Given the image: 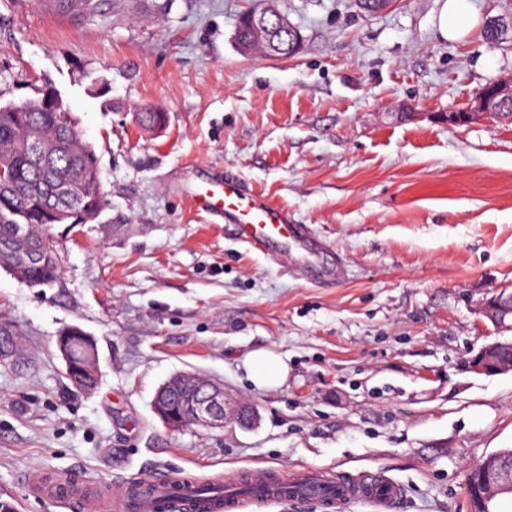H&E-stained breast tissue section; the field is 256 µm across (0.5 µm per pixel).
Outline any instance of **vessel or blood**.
Returning <instances> with one entry per match:
<instances>
[{"label": "vessel or blood", "instance_id": "1", "mask_svg": "<svg viewBox=\"0 0 512 512\" xmlns=\"http://www.w3.org/2000/svg\"><path fill=\"white\" fill-rule=\"evenodd\" d=\"M187 195L198 211L223 217L251 249L275 259L281 255V246L289 245L296 251L294 263L299 268L314 271L317 281L330 282L339 278L340 267L325 269L320 265L324 243L306 225L289 223L287 211L273 206L263 196L247 191L229 179L196 183L188 189ZM251 481L256 491L249 500L229 497L224 502L205 505L204 512H238L248 501L280 503L284 497L278 494V487L297 481L332 485L330 494L318 498L324 512H340L341 508L356 502L370 503L377 512H393L402 495L400 484L380 470L364 471L351 480L336 477L329 470L307 469L287 476L255 474ZM196 484V479L180 474L162 475L151 481V494L130 503L129 508L131 512H160L162 500L188 496ZM42 495L73 507L76 512H102L104 508L103 486L94 481L53 480L44 487Z\"/></svg>", "mask_w": 512, "mask_h": 512}]
</instances>
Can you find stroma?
Returning a JSON list of instances; mask_svg holds the SVG:
<instances>
[{
    "mask_svg": "<svg viewBox=\"0 0 512 512\" xmlns=\"http://www.w3.org/2000/svg\"><path fill=\"white\" fill-rule=\"evenodd\" d=\"M46 0H0V103L61 95L99 159L103 204L57 225L63 271L31 286L0 269V322L21 339L0 366V502L70 512L27 487L42 473L120 488L314 466L381 469L394 512H471L473 468L512 448V373L469 359L512 340L480 315L512 292V123H449L512 73V0H471L478 25L441 37L445 0H277L303 37L288 59L241 54L252 0H98L62 24ZM164 113L149 127L141 109ZM232 177L343 263L315 286L197 211L188 184ZM97 348L76 390L56 346ZM288 367L256 389L244 359ZM181 373L250 407L244 428L166 427L158 388Z\"/></svg>",
    "mask_w": 512,
    "mask_h": 512,
    "instance_id": "obj_1",
    "label": "stroma"
}]
</instances>
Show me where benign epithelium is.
<instances>
[{"instance_id": "7a95c632", "label": "benign epithelium", "mask_w": 512, "mask_h": 512, "mask_svg": "<svg viewBox=\"0 0 512 512\" xmlns=\"http://www.w3.org/2000/svg\"><path fill=\"white\" fill-rule=\"evenodd\" d=\"M239 27L246 30L252 40L262 43L263 53L268 56L281 57L298 48V31L271 3L259 13L243 16ZM508 101L512 102V75L500 77L487 84L478 97L476 111L452 112L448 114V122L465 124L478 114L493 116L499 107ZM25 150L41 159H47L52 155L54 146L43 137L33 135L26 140ZM66 190L71 192V204L63 210L49 213L46 217L47 223L51 226L66 224L74 228L91 221L99 212L100 205L88 200L87 194L83 192L74 193L69 186ZM34 265H49L56 273L62 272L55 237H50V243L44 244L37 258L28 257L21 260L19 266L14 269V276L30 285L34 284V281L28 279L29 271ZM480 312L496 328H511L512 293L487 300L482 304ZM468 367L478 374H505L512 372V356H505L502 342L495 341L481 347L469 360ZM174 393L184 398L191 424L219 428L229 419H234L242 425H248L253 420V414L249 409L243 406H228L224 398V388L196 377L177 375L159 388L153 402L156 414L166 423L171 419L168 395ZM472 487L477 512H490V507L497 498L504 495L512 496V461L502 459L497 453L489 455L483 461Z\"/></svg>"}]
</instances>
